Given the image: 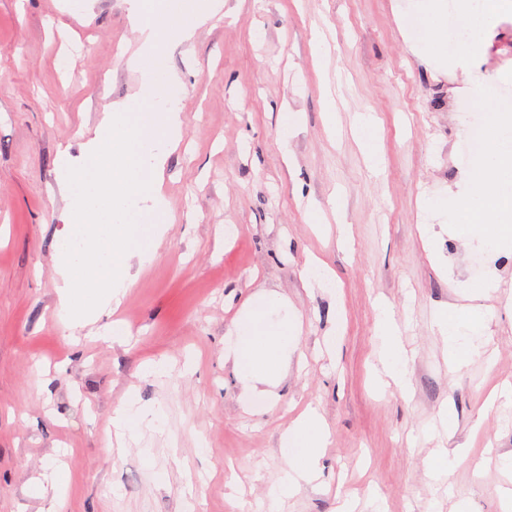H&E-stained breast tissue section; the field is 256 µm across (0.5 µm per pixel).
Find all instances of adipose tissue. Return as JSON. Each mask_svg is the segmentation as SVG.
I'll use <instances>...</instances> for the list:
<instances>
[{
	"label": "adipose tissue",
	"instance_id": "adipose-tissue-1",
	"mask_svg": "<svg viewBox=\"0 0 512 512\" xmlns=\"http://www.w3.org/2000/svg\"><path fill=\"white\" fill-rule=\"evenodd\" d=\"M442 0H414L408 15L410 38L432 55L448 50V21ZM512 174V150L506 143L486 141L478 166L472 174L467 193L487 199L504 214H512V191H496V180ZM421 237L426 249H433L436 233L432 221L437 217L463 220L459 237L464 246L478 243L501 249L512 247V225L493 224L484 213L464 210L460 201L439 195L426 198L421 206ZM486 317L475 309L458 313L445 309L434 316V325L448 346V365L458 370L482 353L479 339ZM301 321L291 313L283 298L267 297L256 301L234 321L224 335V358L231 361L243 383L242 405L248 411L268 410L273 394L268 384L278 378L282 357L299 336ZM402 331L389 306L379 309V366L373 383L378 390L390 388L409 392L411 357L405 348ZM164 415L161 408L144 405L135 396L126 397L114 412L112 425L117 432L160 430ZM330 433L318 408L308 407L284 432L281 452L288 461L280 482L270 491V512H280L284 498L293 496L305 484L315 480L323 448Z\"/></svg>",
	"mask_w": 512,
	"mask_h": 512
}]
</instances>
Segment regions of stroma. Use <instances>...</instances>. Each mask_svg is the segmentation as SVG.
I'll return each mask as SVG.
<instances>
[{
  "label": "stroma",
  "instance_id": "obj_1",
  "mask_svg": "<svg viewBox=\"0 0 512 512\" xmlns=\"http://www.w3.org/2000/svg\"><path fill=\"white\" fill-rule=\"evenodd\" d=\"M409 0H224L187 40L164 42L182 85L177 148H164L168 230L154 261L101 324L125 320L123 345L71 343L60 311L56 246L73 208L56 158L81 162L105 113L136 102L141 46L128 0H0V512H43L34 482L66 466L65 512H268L288 466L281 436L307 407L330 431L317 479L282 512H504L512 490V256L463 248L436 225L440 270L419 224L426 195L465 191L467 131L484 122L475 93L512 103V0H500L476 50L433 59L403 33ZM336 98L328 117L327 95ZM298 122L281 149L282 113ZM375 119L380 174H370L356 117ZM339 197L318 232L309 212ZM346 224L347 245L334 229ZM235 237L217 240V226ZM318 256L335 291L308 287ZM494 277L478 305L484 351L448 368L432 324L465 306L457 281ZM286 295L302 332L276 401L253 414L224 362V334L254 293ZM387 303L414 354L409 395L371 385L377 307ZM337 332L335 351L323 338ZM176 373L142 379L151 359ZM159 405L162 430L117 439L112 410L128 392ZM451 430L438 424L441 409ZM457 464L440 482L429 460Z\"/></svg>",
  "mask_w": 512,
  "mask_h": 512
}]
</instances>
